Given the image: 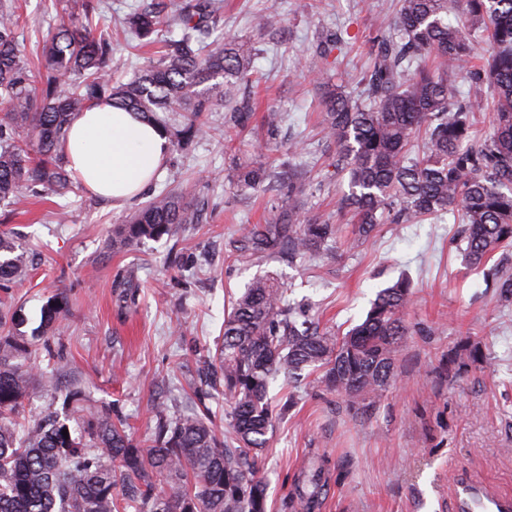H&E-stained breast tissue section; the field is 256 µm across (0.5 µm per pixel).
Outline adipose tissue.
Returning <instances> with one entry per match:
<instances>
[{
    "instance_id": "ef3b65f1",
    "label": "adipose tissue",
    "mask_w": 512,
    "mask_h": 512,
    "mask_svg": "<svg viewBox=\"0 0 512 512\" xmlns=\"http://www.w3.org/2000/svg\"><path fill=\"white\" fill-rule=\"evenodd\" d=\"M168 150L158 127L109 105L76 116L61 148L71 178L116 206L140 193Z\"/></svg>"
}]
</instances>
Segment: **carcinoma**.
Returning a JSON list of instances; mask_svg holds the SVG:
<instances>
[{
    "label": "carcinoma",
    "mask_w": 512,
    "mask_h": 512,
    "mask_svg": "<svg viewBox=\"0 0 512 512\" xmlns=\"http://www.w3.org/2000/svg\"><path fill=\"white\" fill-rule=\"evenodd\" d=\"M450 0H397L388 32L371 48V66L361 94L339 83L334 69L348 41L339 35L322 51L314 74L321 96L323 132L336 146V173L347 176L340 209L355 223L350 250L379 224H420L455 209L463 216L465 257L480 267L512 246V0H460L470 25L488 31L478 46L463 26L448 24ZM224 9L223 0H168L169 18L180 35L164 41L158 57L133 79L113 84L112 40L93 23L63 18L43 49L41 68L30 70L18 39V7L0 10V202L21 204L31 193L66 191L71 183L60 153L74 117L102 102L137 113L159 126L180 150L211 133L209 113L224 109V136L245 129L253 117L250 97L239 87L252 81V57L234 40L208 41ZM269 9L252 19L259 32L276 28ZM161 25L160 11L142 5L123 19L139 41ZM461 78L486 84L495 99L492 131L472 142L482 97L459 99L452 88ZM283 115L269 109L264 136L252 141L258 156L270 150ZM273 162L240 164L226 174L236 191L270 178ZM307 170L294 164L281 173L288 206H273L266 224L239 229L234 248L261 264L274 255L320 254L336 241V225L305 217L298 196ZM194 185L185 181L138 208L112 234L125 249L144 238L170 235L198 223L189 202ZM25 272L23 254L0 235V286ZM412 284L400 279L381 289L365 319L339 338L320 329L318 318L289 302L270 279L251 281L224 315V332L214 354L203 357L207 390L198 404L172 419L156 407L151 444L133 440L107 406L85 403L73 387L69 398L79 433L54 414L20 421L30 390V371L41 356L62 361L48 344L0 336V512H267V484L258 476L259 453L268 443L278 413L271 381L312 378L316 387L344 398L362 418L395 381V357L410 333L405 311ZM69 302L62 294L44 305L42 325L65 326ZM483 359L465 343L448 359V370ZM224 392L229 411L218 417L205 403L210 391ZM232 436L220 439L218 423ZM310 490L298 493L303 512H316L326 481L315 471Z\"/></svg>",
    "instance_id": "obj_1"
}]
</instances>
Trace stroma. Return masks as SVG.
Returning <instances> with one entry per match:
<instances>
[{
    "label": "stroma",
    "mask_w": 512,
    "mask_h": 512,
    "mask_svg": "<svg viewBox=\"0 0 512 512\" xmlns=\"http://www.w3.org/2000/svg\"><path fill=\"white\" fill-rule=\"evenodd\" d=\"M141 2L93 0L112 37V77L123 82L157 51L153 44L133 49L126 43L120 21ZM295 2L224 0L213 36L253 45L257 80L243 88L255 103L251 126L260 129L268 108L284 113L273 154L284 157L289 146L301 144L300 159L319 183L306 192L305 212L337 225L332 251L260 265L239 259L235 231L264 223L280 194L271 182L242 192L225 186L226 172L244 156L216 135L170 152L140 200L120 207L75 184L60 195L28 197L16 209L0 203V233L28 260L25 278L0 291V312L19 309L25 316L16 335L34 336L52 295L71 299L66 331L44 334L63 347V365L52 368L58 383L34 386L25 418L68 413V389L76 382L88 400L125 420L137 441L149 442L154 399L178 411L192 407L202 381L199 352L214 346L232 301L255 276L272 277L292 303L312 308L321 327L342 336L363 321L381 289L406 274L415 285L405 315L413 334L396 355L395 382L369 419L353 417L340 397L312 384L291 391L283 380L272 383V400L289 396L294 405L276 419L262 452L268 512H301L295 488L303 463L324 472L328 493L320 512H459L455 487L461 483L512 499V300L500 296L493 277L498 270L512 275V248L496 252L484 267H470L463 227L449 215L437 224H384L357 250L347 249L351 227L339 210L347 181L333 166L320 91L308 74L321 64L320 46L344 31L353 44L342 76L348 90H360L372 39L388 30L391 15L384 0H316L308 17L297 13ZM19 3L34 70L42 37L67 0ZM271 6L281 18L276 30L256 32L252 15ZM184 179L196 184L200 222L113 250V225ZM119 274L138 284L135 304L115 292ZM466 340L481 346L485 362L448 375L449 351Z\"/></svg>",
    "instance_id": "1"
}]
</instances>
